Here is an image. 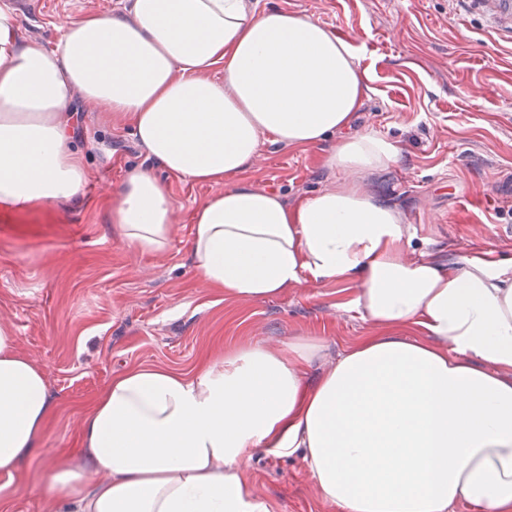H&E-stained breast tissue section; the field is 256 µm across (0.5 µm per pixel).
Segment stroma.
I'll return each instance as SVG.
<instances>
[{"label":"stroma","mask_w":512,"mask_h":512,"mask_svg":"<svg viewBox=\"0 0 512 512\" xmlns=\"http://www.w3.org/2000/svg\"><path fill=\"white\" fill-rule=\"evenodd\" d=\"M347 33L368 92L348 128L397 143L395 165L366 187L402 210L416 244L443 260L471 251L512 257V17L481 0H251ZM130 0H30L14 11L17 39L50 47L75 15L128 14ZM74 142L87 172L81 198L48 209H0V324L46 372L57 414L14 474L0 473L9 512H61L48 495L45 456L72 448L83 412L122 370H189L241 338L280 343L323 337L328 357L358 341L366 324L337 310L343 283L304 282L284 296L245 304L207 288L189 263L192 211L217 186L156 169L175 207L173 246L159 259L112 236V201L130 169L152 166L130 119L72 107ZM326 148L264 138L242 182L288 204L343 183ZM246 477L269 512H325L300 463L263 452Z\"/></svg>","instance_id":"35a3bbf8"}]
</instances>
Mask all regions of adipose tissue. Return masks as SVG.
<instances>
[{
  "label": "adipose tissue",
  "instance_id": "1",
  "mask_svg": "<svg viewBox=\"0 0 512 512\" xmlns=\"http://www.w3.org/2000/svg\"><path fill=\"white\" fill-rule=\"evenodd\" d=\"M133 17L66 20L53 48L18 43L0 0V205L82 194L65 114L74 97L132 117L153 162L130 170L112 235L169 254L174 199L162 168L224 190L193 212L196 276L225 299L273 298L308 280L352 283L343 311L370 332L310 374L323 339L243 342L192 372L140 366L84 411L77 457H50L72 512H268L245 469L260 451L299 458L328 512H512V259L417 250L392 203L354 183L288 206L240 182L263 137L322 146L368 86L351 46L320 21L246 0H132ZM223 80L209 79L215 68ZM360 132L330 168L398 162ZM55 410L45 371L0 325V472H17ZM102 478L87 485L86 467Z\"/></svg>",
  "mask_w": 512,
  "mask_h": 512
}]
</instances>
